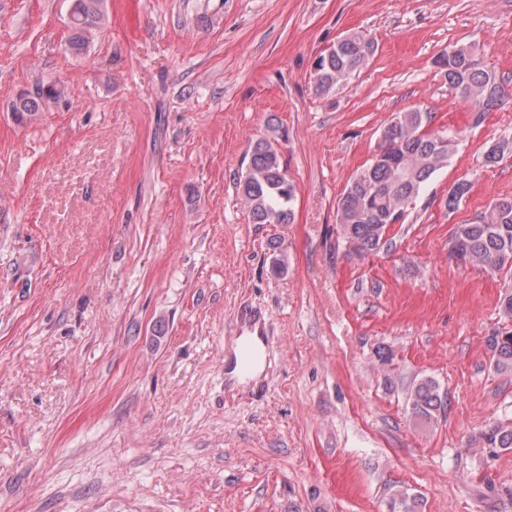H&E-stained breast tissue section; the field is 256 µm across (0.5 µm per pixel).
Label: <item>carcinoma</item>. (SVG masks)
Listing matches in <instances>:
<instances>
[{
	"mask_svg": "<svg viewBox=\"0 0 512 512\" xmlns=\"http://www.w3.org/2000/svg\"><path fill=\"white\" fill-rule=\"evenodd\" d=\"M103 0H73L72 44L87 28L102 18ZM375 53L374 41L363 34L345 35L332 50L313 62V83L320 96L334 95L350 77L367 65ZM434 66L448 85L471 102L475 122L499 106L509 93L479 67L472 48L459 45L439 53ZM64 94L62 86L48 84L46 90L22 95L12 102L14 120L22 125L37 121L54 100ZM428 116L418 110L404 112L388 124L371 162L350 181L337 203V221L347 251L357 256L372 254L387 242V234L402 218L408 205L425 189L432 177L448 165L457 137L447 131L426 133ZM239 190L255 224H289L293 218L295 190L288 180L287 165L273 141L256 140L249 162L239 180ZM470 191L460 182L448 192L445 205L456 209ZM449 253L462 264L493 272L512 271V197L493 201L482 219L460 224L449 240ZM495 351V367L512 369V332L488 338ZM412 417L430 423L447 405V393L430 377L419 380L409 397ZM487 448L512 449V427L492 424L480 434ZM419 502L408 490H398L391 512H418Z\"/></svg>",
	"mask_w": 512,
	"mask_h": 512,
	"instance_id": "cac0c4a2",
	"label": "carcinoma"
}]
</instances>
